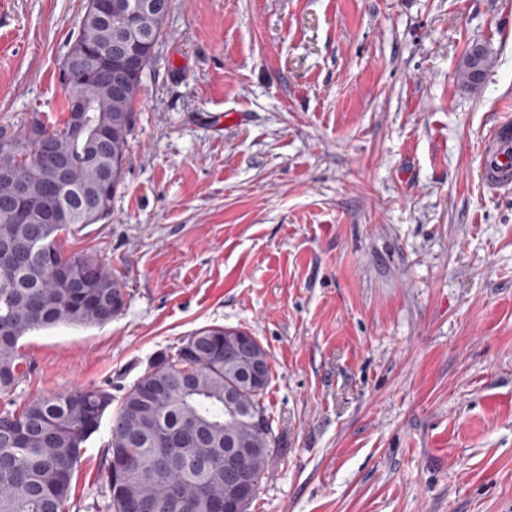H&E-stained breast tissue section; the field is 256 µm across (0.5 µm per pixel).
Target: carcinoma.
<instances>
[{
    "label": "carcinoma",
    "mask_w": 512,
    "mask_h": 512,
    "mask_svg": "<svg viewBox=\"0 0 512 512\" xmlns=\"http://www.w3.org/2000/svg\"><path fill=\"white\" fill-rule=\"evenodd\" d=\"M163 20L142 14L135 35L160 40ZM128 32L82 14L73 44L110 50ZM488 66L485 49L470 47L459 65L464 87L477 90ZM65 100L79 95L88 104L85 126H70L68 104L54 120L34 115L28 128L0 127L14 152L0 148V512H63L72 492V476L83 445L112 406V393L77 388L42 395L14 407V395L26 377L19 341L32 331L58 324L100 325L125 306V292L112 269L97 255L64 256L54 245L57 264L71 271L67 284L53 267L26 249V240L49 225L43 220L62 208L70 226L95 223L94 209L117 189L106 172L124 170L134 110L142 81L133 78L117 92L112 74L103 71L86 82L62 87ZM46 137L54 155L40 156L30 132ZM32 156L27 161L22 154ZM72 167L74 186L61 192L55 184L58 160ZM236 403L224 405V389ZM267 385L246 383L234 365L224 363V328L191 333L174 353H159L124 393L112 417L105 451L106 512H211L224 501V442L233 439L249 452L241 466L261 481L275 447L272 426L249 423L255 407L267 413Z\"/></svg>",
    "instance_id": "1"
}]
</instances>
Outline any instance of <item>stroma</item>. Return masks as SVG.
<instances>
[{"label": "stroma", "mask_w": 512, "mask_h": 512, "mask_svg": "<svg viewBox=\"0 0 512 512\" xmlns=\"http://www.w3.org/2000/svg\"><path fill=\"white\" fill-rule=\"evenodd\" d=\"M82 4L0 0V126L59 112ZM509 103L512 0H171L112 214L60 240L126 305L24 336L16 403L118 399L197 329H240L276 437L249 512H512V188L480 174ZM110 428L66 512H96ZM487 66L484 47L480 44L472 45L459 65L458 77L462 85L476 91L482 84Z\"/></svg>", "instance_id": "stroma-1"}]
</instances>
